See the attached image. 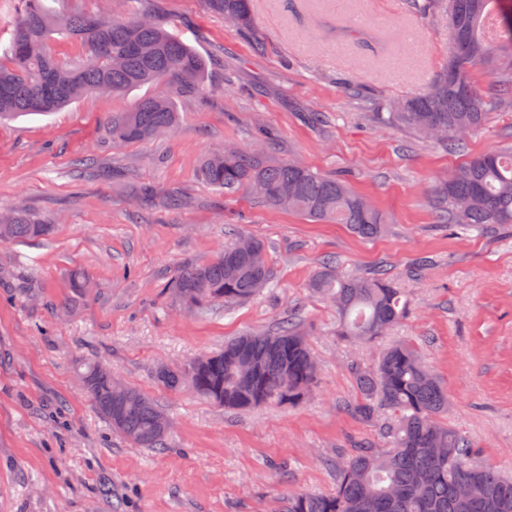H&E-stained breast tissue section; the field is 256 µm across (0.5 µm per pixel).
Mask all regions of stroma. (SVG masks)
<instances>
[{"label": "stroma", "instance_id": "35a3bbf8", "mask_svg": "<svg viewBox=\"0 0 512 512\" xmlns=\"http://www.w3.org/2000/svg\"><path fill=\"white\" fill-rule=\"evenodd\" d=\"M252 5L259 53L203 0H154L168 28L209 61L201 98L177 100L171 133L113 144V113L147 86L0 123V212L24 209L52 226L36 241L0 242V512H280L289 493L331 491L337 455L380 435L346 409L356 396L347 363L358 352L338 338L332 304L309 290L329 258L342 273L381 271L406 289L414 312L393 337L419 345L448 390L449 422L482 462L512 474V226L452 229L427 198L453 169L506 143L512 108L496 109L461 153L375 127L345 84L385 100L422 95L455 51L447 22L414 13L408 0ZM308 112L323 123L309 125ZM261 127L280 157L346 178L386 214V232L365 240L198 178L204 154L227 142L251 147ZM85 156L94 170L80 177L73 163ZM131 185L178 201L139 203ZM228 224L264 242L274 288L205 314L179 306L167 282L229 245ZM76 268L90 283L79 299ZM290 316L312 326L318 364L300 406L227 411L155 378L158 364L183 365ZM81 362L157 402L171 421L165 449L112 432L80 382Z\"/></svg>", "mask_w": 512, "mask_h": 512}]
</instances>
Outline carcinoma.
<instances>
[{
  "mask_svg": "<svg viewBox=\"0 0 512 512\" xmlns=\"http://www.w3.org/2000/svg\"><path fill=\"white\" fill-rule=\"evenodd\" d=\"M209 12L234 25L258 52L262 38L253 25L250 0H204ZM422 15H452L448 28L455 49L428 92L382 107L361 101L376 123L425 138L446 152H462L499 105H512V12L505 0H409ZM9 42L0 63V119L56 112L99 92L120 95L151 85L156 92L124 112L112 113L109 132L117 145L150 141L174 130L175 101L199 93L208 60L158 22L147 7L129 18L56 10L44 0H14L8 21ZM77 44L80 58L64 64L53 54L55 37ZM483 68L493 92L481 94L472 73ZM199 177L226 195L242 189L274 209L284 208L317 223L345 224L358 236L382 235L387 217L340 178L323 175L294 160H283L262 136L258 149L224 144L206 154ZM135 195L172 205L150 186ZM432 203L443 223L482 231L512 224V143L476 156L455 169L432 190ZM50 225L25 211L0 216V241H29L50 234ZM224 256L183 267L167 283L178 304L201 313L216 302L250 301L274 282L262 241L233 233ZM313 293L336 308V335L348 342L372 343L412 314L405 291L379 274L348 276L332 260L310 282ZM309 331L289 318L269 333L238 336L219 353L189 360L172 369H156V378L172 389L190 386L210 403L249 410L276 402L298 406L317 382L308 344ZM358 396L347 405L356 418L371 422L387 413L386 447L372 442L354 446L336 460V485L325 494L288 495L284 512H512V477L479 461L478 449L448 425V391L423 364L417 346L396 340L371 363L349 362ZM85 391L95 409L131 443L166 447L157 430L163 411L138 388L115 393L112 376L97 363L79 366Z\"/></svg>",
  "mask_w": 512,
  "mask_h": 512,
  "instance_id": "1",
  "label": "carcinoma"
}]
</instances>
